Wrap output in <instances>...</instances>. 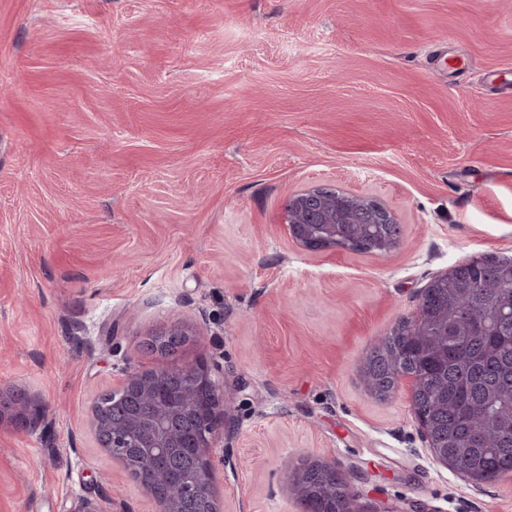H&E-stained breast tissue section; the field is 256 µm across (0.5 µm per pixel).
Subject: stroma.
Returning a JSON list of instances; mask_svg holds the SVG:
<instances>
[{"mask_svg":"<svg viewBox=\"0 0 512 512\" xmlns=\"http://www.w3.org/2000/svg\"><path fill=\"white\" fill-rule=\"evenodd\" d=\"M512 0H0V512L149 494L91 418L124 369L222 366V512H301L330 459L358 512H512L426 448L406 386L362 365L438 275L512 257ZM327 186L392 210L391 251H309L285 201ZM193 345L146 350L162 324ZM42 417L40 409L31 405L19 390L0 389V423L7 420L27 431H34Z\"/></svg>","mask_w":512,"mask_h":512,"instance_id":"stroma-1","label":"stroma"}]
</instances>
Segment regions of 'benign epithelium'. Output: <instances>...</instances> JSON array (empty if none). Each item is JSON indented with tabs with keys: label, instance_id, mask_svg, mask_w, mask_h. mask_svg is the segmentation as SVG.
<instances>
[{
	"label": "benign epithelium",
	"instance_id": "1",
	"mask_svg": "<svg viewBox=\"0 0 512 512\" xmlns=\"http://www.w3.org/2000/svg\"><path fill=\"white\" fill-rule=\"evenodd\" d=\"M283 220L291 238L311 251L348 250L340 237L342 224H396L394 213L377 200L358 194H336L316 187L294 194L283 208ZM201 336L199 330L182 323L163 325L147 334L143 345L162 352L177 343L185 348ZM407 380L410 400H415L417 382L409 374L392 370L388 397ZM43 417L36 406L13 388L0 389V423L8 421L27 431L37 428ZM227 425L224 382L204 361L161 370L154 375L123 372L121 385L112 390L111 408L93 407V430L98 443L125 471L138 465L137 449L147 448L163 471L182 470L181 491L163 496L157 480L142 486L158 512H220L214 488L213 440ZM435 462L479 488L491 482L479 474L459 470L448 457V442L434 440L430 426L420 422Z\"/></svg>",
	"mask_w": 512,
	"mask_h": 512
}]
</instances>
